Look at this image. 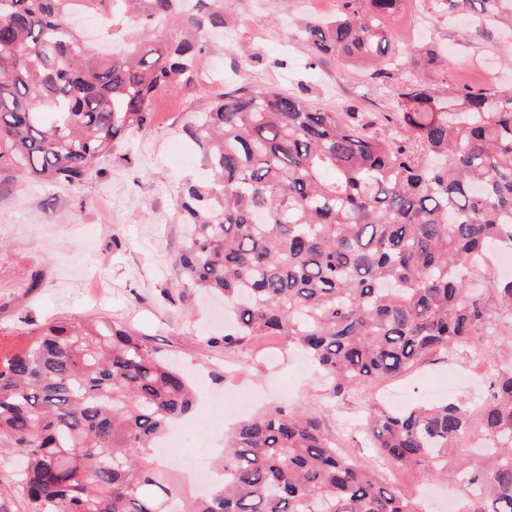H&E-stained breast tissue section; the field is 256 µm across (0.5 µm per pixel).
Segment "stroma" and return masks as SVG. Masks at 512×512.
Here are the masks:
<instances>
[{
    "label": "stroma",
    "instance_id": "obj_1",
    "mask_svg": "<svg viewBox=\"0 0 512 512\" xmlns=\"http://www.w3.org/2000/svg\"><path fill=\"white\" fill-rule=\"evenodd\" d=\"M306 15L304 0H224L225 27L235 38L212 43L203 56L217 78L159 90L150 124L130 133L97 172L73 186L0 173V353L24 347L29 324L104 315L140 332L188 374L199 399L184 424L201 423L211 397L227 391L250 395L255 412L298 406L321 419L338 447L385 476L389 469L365 439L361 418L368 404L381 401V388L404 386L408 405L459 399L474 406L486 393L490 362L434 353L385 386L351 391L331 408L292 344L273 361L250 357L245 345L208 346L205 336L224 332L223 302L176 285L175 260L187 243L180 196L206 177L185 129L218 95L275 85L317 108L346 103L357 120L379 129L400 109L398 80L380 84L360 66L313 57L298 24ZM384 25L431 87L512 85L502 60L512 44V13L484 22L475 5L457 12L442 0H402ZM429 46L447 56V65L425 63Z\"/></svg>",
    "mask_w": 512,
    "mask_h": 512
}]
</instances>
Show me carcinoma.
Instances as JSON below:
<instances>
[{"mask_svg":"<svg viewBox=\"0 0 512 512\" xmlns=\"http://www.w3.org/2000/svg\"><path fill=\"white\" fill-rule=\"evenodd\" d=\"M302 31L315 56L401 69L381 19L398 0H338ZM485 18L512 0H480ZM96 19L94 50L71 25ZM224 31V0H0V170L81 182L150 120L163 88L189 85L205 33ZM385 130L350 109H313L294 92L219 95L186 129L208 179L188 188V244L177 286L224 296L236 328L298 345L330 401L413 368L429 352L491 343L512 318V278L472 287L495 250H512V88L435 90L408 73ZM0 358V438L25 458L28 512H164L169 492L143 455L191 412L185 375L135 331L106 317L65 318L27 332ZM478 420L481 447L456 477L457 512H512V364L487 397L370 407L367 429L393 469L448 473ZM224 482L193 512H419L343 455L298 406L241 420L220 460Z\"/></svg>","mask_w":512,"mask_h":512,"instance_id":"carcinoma-1","label":"carcinoma"}]
</instances>
